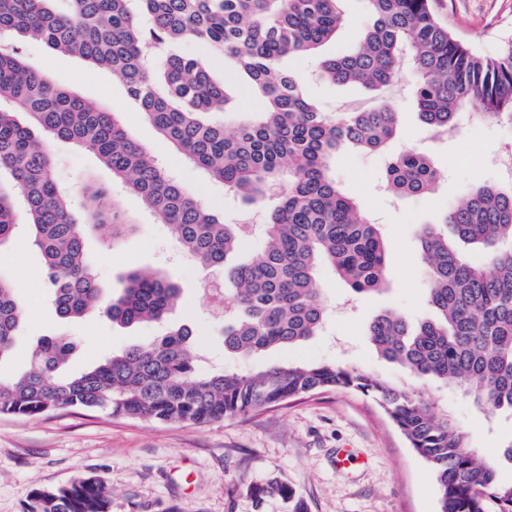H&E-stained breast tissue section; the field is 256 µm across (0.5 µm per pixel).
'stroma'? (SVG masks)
Instances as JSON below:
<instances>
[{"label": "stroma", "mask_w": 512, "mask_h": 512, "mask_svg": "<svg viewBox=\"0 0 512 512\" xmlns=\"http://www.w3.org/2000/svg\"><path fill=\"white\" fill-rule=\"evenodd\" d=\"M341 8L344 24L325 46L327 56L351 50L370 22L365 0H342ZM438 18L488 56L512 40V0H439ZM20 49L28 64L55 84L118 113L136 140L225 223H263V210L249 208L176 156L111 71L90 68L37 40L21 41ZM288 65L325 111L362 107L374 98L373 92L319 79L316 58H293ZM385 99L397 109L401 127L388 154L343 153L335 161L337 181L380 224L389 247L383 290L353 293L331 268H322L317 286L328 312L320 332L301 345L246 360L225 353L224 319L197 288L205 272L183 255L168 225L113 182L111 172L93 155L57 140L47 141L46 147L56 158L55 176L62 190L79 195L86 177L94 176L98 184L111 186L113 207L136 225L118 243L107 225L86 236L87 254L106 294L119 293L132 268L158 270L177 282L182 297L171 320L194 330L205 355L196 365L199 374L216 366L258 371L275 362L333 360L394 383L412 382L436 401L437 412L450 415L467 431L471 447L496 465L499 480L512 483V462L503 456L504 444L512 440V415L486 417L454 387L410 378L405 369L381 358L367 336L369 324L386 310L398 311L413 323L430 316L428 285L417 258L419 230L473 186L498 181L496 161L512 144V124L467 119L453 138L436 141L405 88L389 90ZM412 148L426 153L443 178L422 197L393 199L383 189L388 157ZM0 272L15 281L24 311L14 352L0 361L1 377L23 372L32 348L50 334L66 335L73 342L68 370L77 373L159 333L152 324L122 328L97 313L75 321L58 317L43 256L29 242L26 226L0 245ZM342 448L358 457L350 467L336 465ZM87 475L98 476L111 489V512H291L290 502L281 497L261 502L254 498L252 487L270 481L291 487L306 502L307 512H438L434 477L404 437L370 398L341 390L319 391L206 425L156 424L75 410L35 418L0 415V512H24L34 490L64 486Z\"/></svg>", "instance_id": "1"}]
</instances>
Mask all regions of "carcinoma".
I'll return each mask as SVG.
<instances>
[{
	"label": "carcinoma",
	"mask_w": 512,
	"mask_h": 512,
	"mask_svg": "<svg viewBox=\"0 0 512 512\" xmlns=\"http://www.w3.org/2000/svg\"><path fill=\"white\" fill-rule=\"evenodd\" d=\"M342 0H0V36L33 38L48 48L108 69L144 117L207 176L266 211L263 243L244 261L238 254L253 227L226 224L188 195L139 145L113 112L84 100L32 69L11 44L0 45V244L24 216L54 286L59 317L91 310L128 327L153 322V340L105 357L75 375L62 370L73 351L63 335L45 337L18 378L0 379V414L43 416L61 409L101 412L151 423H193L244 416L325 390L372 398L432 472L438 512H512V484L470 448L449 415H434L418 391L333 361L278 362L265 370L196 373L197 343L186 325L166 320L181 298L161 272L135 269L109 302L102 300L85 249L83 228L112 225L118 237L134 228L110 204L112 187L88 183L81 201L64 193L44 141L92 154L112 178L168 224L184 253L224 273V351L249 357L288 349L313 336L326 308L315 288L330 266L354 293L387 280L389 252L379 225L336 182L332 162L343 152L377 153L399 134L396 109L377 101L326 112L284 65L313 57L336 37ZM371 23L348 53L322 58L319 78L338 85L391 89L409 59L411 96L420 120L435 132L465 116L512 123V40L494 56L464 44L437 20L434 0H365ZM197 40L234 58L242 89L259 103L228 134L217 115L233 96L205 61L181 52ZM439 174L430 158L407 151L390 159L385 188L399 198L431 190ZM483 252L469 261L456 243ZM428 301L434 315L412 327L387 310L368 327L381 356L417 378L452 385L480 411L512 414V182L474 186L418 236ZM23 322L14 281L0 275V359L12 351ZM281 496L306 512L277 481L258 485L260 500ZM112 495L85 476L37 489L25 512H111Z\"/></svg>",
	"instance_id": "cac0c4a2"
}]
</instances>
